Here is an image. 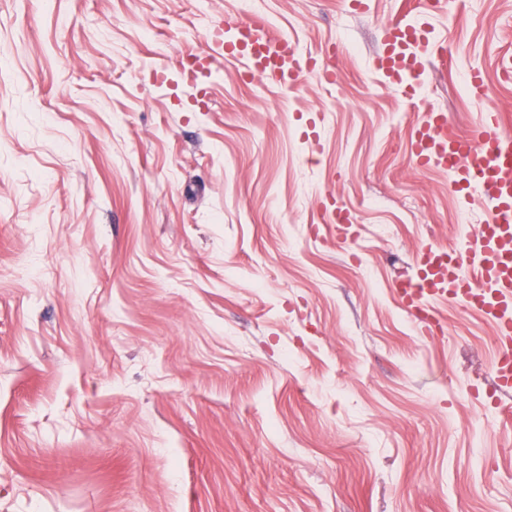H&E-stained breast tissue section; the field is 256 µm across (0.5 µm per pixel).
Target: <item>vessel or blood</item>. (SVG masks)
Masks as SVG:
<instances>
[{"label":"vessel or blood","mask_w":512,"mask_h":512,"mask_svg":"<svg viewBox=\"0 0 512 512\" xmlns=\"http://www.w3.org/2000/svg\"><path fill=\"white\" fill-rule=\"evenodd\" d=\"M415 28L396 23L387 31V50L379 60L386 76L405 71L408 43L424 42ZM245 60L249 71L267 73L280 83H293L307 73L318 72L328 83L336 82L335 68L318 67L316 61L299 54L292 41L274 31L258 16L240 21L231 37H218L213 50L186 59L183 68L194 72L214 51ZM417 167H447L455 183L478 189L488 203L489 218L478 235L457 251L453 261L437 258L432 248L419 251L417 277L397 287L403 307L415 317L422 334L434 332L433 323L423 318L433 301L451 300L477 312L493 323L498 350L491 363L499 390L512 389V133L505 131L500 112L483 113L474 130L464 136L448 132L445 113L427 112L416 129L411 149ZM327 222L335 224L338 237L350 236L351 217L335 205L326 206ZM475 276H468V269Z\"/></svg>","instance_id":"1"}]
</instances>
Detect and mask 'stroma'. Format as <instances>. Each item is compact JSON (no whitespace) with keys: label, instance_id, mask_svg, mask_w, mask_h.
<instances>
[{"label":"stroma","instance_id":"stroma-1","mask_svg":"<svg viewBox=\"0 0 512 512\" xmlns=\"http://www.w3.org/2000/svg\"><path fill=\"white\" fill-rule=\"evenodd\" d=\"M366 2L254 0L339 71L286 88L183 74L241 0H0V512H512L492 325L395 288L488 219L411 137L512 117V0ZM400 18L439 47L407 106ZM415 42L424 43V46L430 52V42L426 38V32L423 30V35L413 27H403L401 22H397L389 27L387 30V50L384 55L379 59V69L382 70L386 76L391 77L400 75V72H407L411 80H415V75L418 70L412 67L410 70L405 62V53L407 49L405 46L408 43ZM324 216L330 224H336V235L340 238H351V217L350 214L342 209L340 206H335V203L326 206L324 209Z\"/></svg>","mask_w":512,"mask_h":512}]
</instances>
